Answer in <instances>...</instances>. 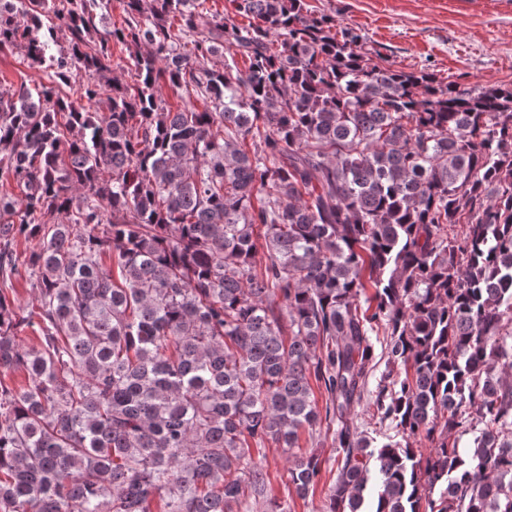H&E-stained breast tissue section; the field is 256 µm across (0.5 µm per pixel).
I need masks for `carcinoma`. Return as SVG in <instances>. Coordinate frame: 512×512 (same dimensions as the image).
Instances as JSON below:
<instances>
[{
  "label": "carcinoma",
  "mask_w": 512,
  "mask_h": 512,
  "mask_svg": "<svg viewBox=\"0 0 512 512\" xmlns=\"http://www.w3.org/2000/svg\"><path fill=\"white\" fill-rule=\"evenodd\" d=\"M108 2L0 12L51 72L0 86V512H288L261 450L304 499L323 426V512H512V88L382 65L306 0H123L102 33ZM366 410L367 409L364 402L355 407V413H357V420L363 430L369 433H372V431L377 430V436H382V434L384 433L390 435L395 434V430L393 429V426L389 423V421L380 423L378 418L373 417L372 413ZM300 450L302 452L315 451L320 454L322 465V479L310 492L306 499L296 496L293 489H287L286 482V456L280 448L273 444L265 447L266 464L271 478L272 493L282 500L288 501L289 512H321L326 504L329 485L336 478V463H334L332 430L325 427L321 431L310 435L305 432L301 435Z\"/></svg>",
  "instance_id": "carcinoma-1"
}]
</instances>
